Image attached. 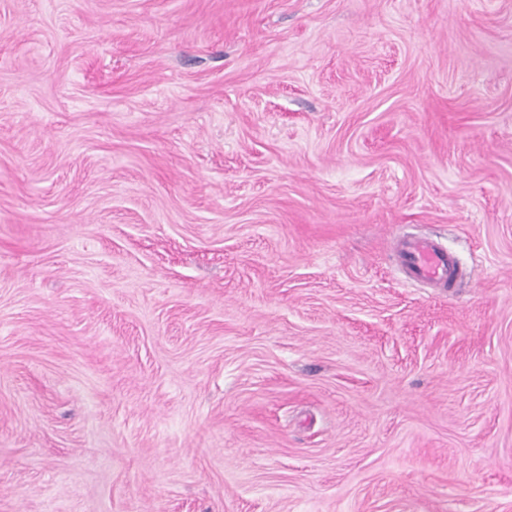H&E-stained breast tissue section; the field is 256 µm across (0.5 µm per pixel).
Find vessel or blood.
Returning a JSON list of instances; mask_svg holds the SVG:
<instances>
[{
  "label": "vessel or blood",
  "instance_id": "1",
  "mask_svg": "<svg viewBox=\"0 0 512 512\" xmlns=\"http://www.w3.org/2000/svg\"><path fill=\"white\" fill-rule=\"evenodd\" d=\"M394 251L407 280L450 288L459 276L455 261L433 240L405 235L396 241Z\"/></svg>",
  "mask_w": 512,
  "mask_h": 512
}]
</instances>
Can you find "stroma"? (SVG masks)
Returning a JSON list of instances; mask_svg holds the SVG:
<instances>
[{
  "mask_svg": "<svg viewBox=\"0 0 512 512\" xmlns=\"http://www.w3.org/2000/svg\"><path fill=\"white\" fill-rule=\"evenodd\" d=\"M0 512H512V0H0ZM394 251L409 281L452 288L459 276L455 261L433 240L404 235L396 241Z\"/></svg>",
  "mask_w": 512,
  "mask_h": 512,
  "instance_id": "35a3bbf8",
  "label": "stroma"
}]
</instances>
